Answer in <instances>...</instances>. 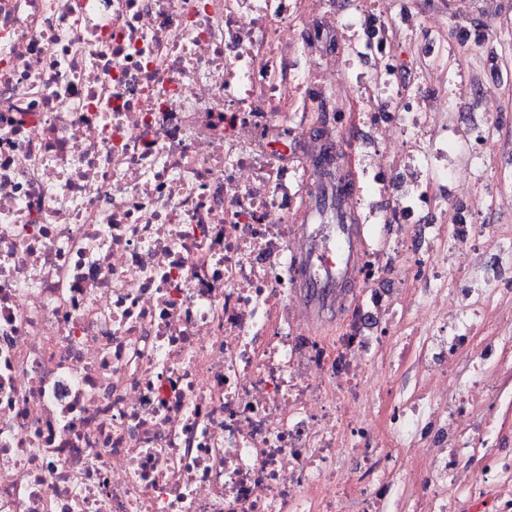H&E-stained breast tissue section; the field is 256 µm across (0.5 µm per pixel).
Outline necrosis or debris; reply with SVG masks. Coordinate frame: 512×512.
Wrapping results in <instances>:
<instances>
[{
    "instance_id": "obj_1",
    "label": "necrosis or debris",
    "mask_w": 512,
    "mask_h": 512,
    "mask_svg": "<svg viewBox=\"0 0 512 512\" xmlns=\"http://www.w3.org/2000/svg\"><path fill=\"white\" fill-rule=\"evenodd\" d=\"M0 0V512H512L487 415L512 277L444 296L468 223L430 103L429 0ZM425 64L402 80L398 37ZM402 149L385 164L382 135ZM360 178L362 297L312 321L288 264L311 165ZM417 368L365 394L377 364Z\"/></svg>"
}]
</instances>
